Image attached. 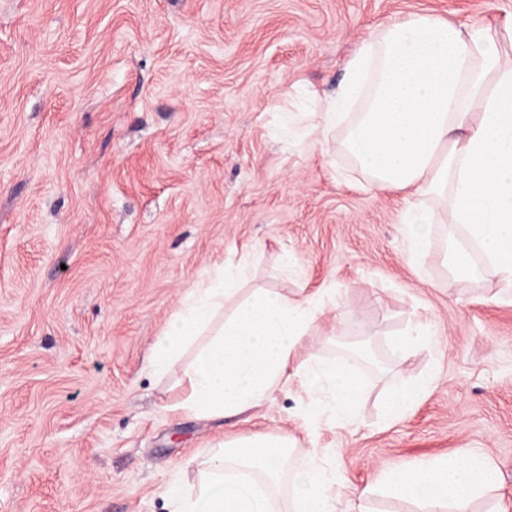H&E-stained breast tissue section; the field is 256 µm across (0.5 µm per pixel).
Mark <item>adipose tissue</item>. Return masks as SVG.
Returning <instances> with one entry per match:
<instances>
[{
    "mask_svg": "<svg viewBox=\"0 0 512 512\" xmlns=\"http://www.w3.org/2000/svg\"><path fill=\"white\" fill-rule=\"evenodd\" d=\"M317 110L322 122L315 126L289 117V138L326 145L342 133L343 150L376 187L407 191L403 233L418 281L426 279L436 208L446 205L463 234L450 245L451 273L478 280L490 268L512 288V17L460 25L422 13L393 19L360 43L339 90ZM422 196L434 197L436 207L421 206ZM241 276V268L224 266L199 279L153 346L154 376L181 368L173 412L238 416L296 378L311 397L304 430L353 429L364 392L355 360H327L306 345L311 325L326 307H337L341 289L292 296L261 289L225 314ZM377 376L390 393L391 423L410 416L436 382L429 374L405 388L385 366ZM296 444L287 430L218 443L195 485L172 487V512H337L340 500L355 508L374 497L468 512L499 486L491 459L471 453L398 463L360 488L344 471H325L313 451L289 470ZM288 477L294 493L286 500Z\"/></svg>",
    "mask_w": 512,
    "mask_h": 512,
    "instance_id": "ef3b65f1",
    "label": "adipose tissue"
}]
</instances>
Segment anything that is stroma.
I'll use <instances>...</instances> for the list:
<instances>
[{
    "instance_id": "1",
    "label": "stroma",
    "mask_w": 512,
    "mask_h": 512,
    "mask_svg": "<svg viewBox=\"0 0 512 512\" xmlns=\"http://www.w3.org/2000/svg\"><path fill=\"white\" fill-rule=\"evenodd\" d=\"M408 13L458 24L512 0H0V512H169L211 444L279 430L290 467L314 450L357 485L485 453L500 487L477 512H512V289L451 275L444 224L418 282L405 192L283 136L292 85L332 93ZM243 258L247 293L343 285L311 346H368L407 384L437 372L413 415L385 423L372 370L352 433L300 432L295 382L236 417L174 415L180 372L153 376L152 347L198 278ZM424 311L439 344L389 359Z\"/></svg>"
}]
</instances>
